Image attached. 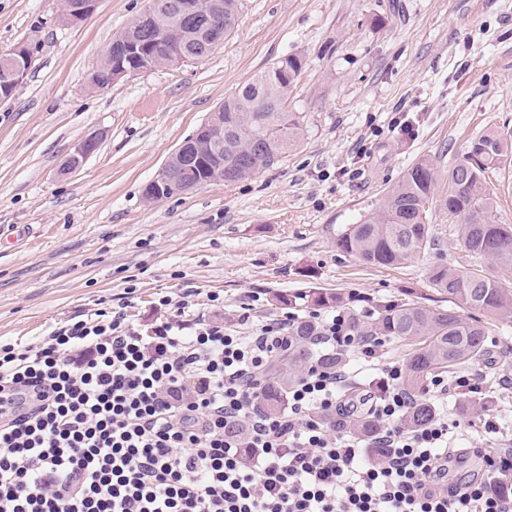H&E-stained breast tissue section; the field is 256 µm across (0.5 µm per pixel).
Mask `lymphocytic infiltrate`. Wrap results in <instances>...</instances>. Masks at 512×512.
Here are the masks:
<instances>
[{
    "label": "lymphocytic infiltrate",
    "mask_w": 512,
    "mask_h": 512,
    "mask_svg": "<svg viewBox=\"0 0 512 512\" xmlns=\"http://www.w3.org/2000/svg\"><path fill=\"white\" fill-rule=\"evenodd\" d=\"M187 306L160 297L165 316L145 330L120 304L38 347L0 341V401L18 405L0 421V512H512V436L495 412L477 451L486 477L449 481L447 411L405 425L402 366L345 311L315 315L314 344L375 373L366 438L345 425L347 366L311 363L282 410L263 408L294 313L190 322Z\"/></svg>",
    "instance_id": "f902f5d3"
}]
</instances>
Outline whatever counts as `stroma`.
Segmentation results:
<instances>
[{"instance_id":"stroma-1","label":"stroma","mask_w":512,"mask_h":512,"mask_svg":"<svg viewBox=\"0 0 512 512\" xmlns=\"http://www.w3.org/2000/svg\"><path fill=\"white\" fill-rule=\"evenodd\" d=\"M148 0H96L72 23L62 0H0V53L23 47L30 68L0 98V337L39 344L79 314L122 302L141 328L159 297L192 291L190 317L232 320L242 304L263 323L311 310L309 289L449 308L436 261L472 259L459 217L432 205L434 250L376 267L343 252L348 225L379 210L414 163L447 171L487 129L512 132V0H241L234 31L206 58L90 88L113 37ZM287 55L303 66L288 91L302 131L273 166L156 201L146 185L224 99ZM97 149L66 174L77 145ZM495 224L512 225V158L490 172ZM285 296L274 304L273 296ZM488 358L473 365L512 424V323L486 321ZM472 394L450 391L448 418L465 448L486 445Z\"/></svg>"}]
</instances>
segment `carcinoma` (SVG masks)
I'll return each instance as SVG.
<instances>
[{"label": "carcinoma", "instance_id": "obj_1", "mask_svg": "<svg viewBox=\"0 0 512 512\" xmlns=\"http://www.w3.org/2000/svg\"><path fill=\"white\" fill-rule=\"evenodd\" d=\"M179 0H149L147 19H138L112 39V53L105 56L89 78L95 89L109 82L112 66L139 64L143 57L131 45L150 47L157 62L166 58V48L180 39L189 60L210 53L212 33L209 15L218 13L224 34L231 33L239 19L240 0H193L197 12L182 20ZM302 70V59L287 56L254 75L236 93L224 100V140L220 153L224 181L249 178L270 166L271 160L288 152L299 137V118L284 108L288 89ZM512 156V133L489 129L475 137L466 154L448 171V187L438 194L440 174L427 161L413 164L399 183L387 191L379 211L358 224H351L338 238L339 248L371 266L400 265L430 246L429 225L418 222V215L429 211L434 200L454 215L464 217L457 225L458 236L470 256L499 268L512 269V226L493 224L488 214L494 200L487 193L486 173ZM210 150L190 146L181 161L185 179L207 184L214 178ZM429 283L456 305L454 309H431L418 302L379 299L373 304L368 321L353 318L357 335L368 338L413 340L407 353L403 385L415 398L406 416L410 425L426 420L432 409L419 400L426 383L442 374H453L475 365L486 356L487 330L479 320L463 318L458 309L467 308L494 320L512 322V293L484 268H451L436 263L429 269ZM299 299L313 307L353 305V295L342 296L311 289ZM295 338L288 355L277 359L269 369L265 387V408L277 411L288 387L296 380L301 362L317 359L332 365L342 361L332 354H315V331L308 320H298L292 328Z\"/></svg>", "mask_w": 512, "mask_h": 512}]
</instances>
